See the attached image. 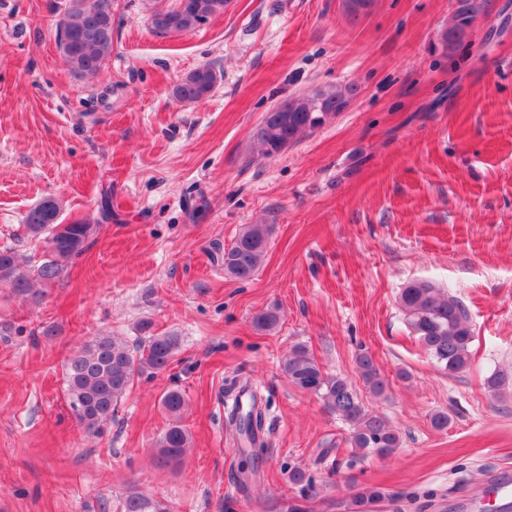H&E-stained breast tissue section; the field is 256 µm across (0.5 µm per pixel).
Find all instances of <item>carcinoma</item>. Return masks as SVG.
Segmentation results:
<instances>
[{"mask_svg": "<svg viewBox=\"0 0 512 512\" xmlns=\"http://www.w3.org/2000/svg\"><path fill=\"white\" fill-rule=\"evenodd\" d=\"M75 21L66 30L56 28V40L68 67L78 75L94 76L112 55V20L101 10L104 0H73ZM480 6L464 0L455 22L441 34L444 48L453 50L480 14ZM151 26L157 34L170 32L189 34L199 28V14L187 8H167L165 14L154 11ZM219 75L209 65L188 73L172 88V96L181 103L204 99L218 82ZM353 84L320 87L309 93L288 96L263 116L255 137L266 158L279 155L300 138L324 127L341 112L357 94ZM60 206L54 201L40 202L30 208L23 219V231L30 238L44 239L46 247L35 262L22 260L12 248L0 249V284L27 296L33 280L51 285L61 280L68 264L81 255L92 232L89 224L59 223ZM271 234L268 224H246L232 243L224 248V273L246 281L258 272ZM400 306L405 322L422 349L438 366L450 373L463 372L470 365V347L474 340L469 315L451 293L429 281L414 282L403 288ZM280 317L275 308L265 309L253 317L254 327L272 331ZM148 322L146 333L135 345L117 336L102 335L75 350L65 365L66 391L70 408L88 430L112 419L121 399L139 376L157 374L171 368L179 352L178 336L155 334ZM356 365L364 385L376 396L384 393L386 382L373 356L358 354ZM283 371L297 388L320 396L331 412L350 425L348 442L354 453L364 457H388L400 447L398 431L387 420L369 410L347 379L322 370L314 356L294 347L283 363ZM236 388V383H231ZM238 389V388H236ZM162 406L172 418L171 425L160 437L158 461L164 465L180 462L190 448L188 430L181 424L186 401L178 388L163 393ZM230 419L240 436V454L259 443L264 415L256 392L242 387L234 398ZM291 484L299 487L302 498L316 494L312 476L300 469L289 472ZM384 497L373 487H360L353 494L354 512H372V506ZM121 512H172L163 500L144 494L125 498Z\"/></svg>", "mask_w": 512, "mask_h": 512, "instance_id": "1", "label": "carcinoma"}]
</instances>
